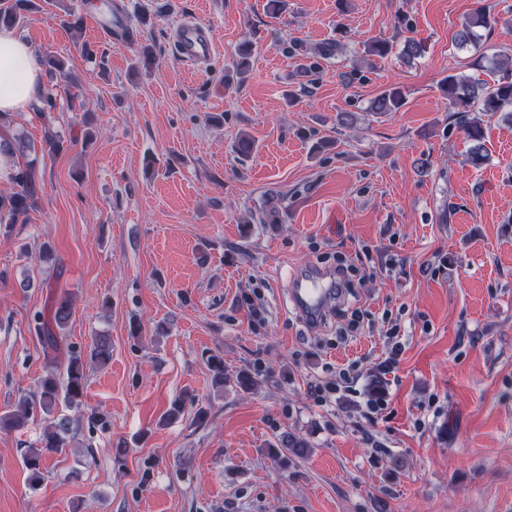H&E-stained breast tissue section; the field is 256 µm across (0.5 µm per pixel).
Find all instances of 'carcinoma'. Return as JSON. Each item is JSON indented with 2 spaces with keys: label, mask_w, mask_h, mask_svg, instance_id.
Here are the masks:
<instances>
[{
  "label": "carcinoma",
  "mask_w": 512,
  "mask_h": 512,
  "mask_svg": "<svg viewBox=\"0 0 512 512\" xmlns=\"http://www.w3.org/2000/svg\"><path fill=\"white\" fill-rule=\"evenodd\" d=\"M41 10V0H8V5L0 8V25L16 27L25 22L32 14ZM497 19L487 13L483 7L477 8L456 32L455 40L461 47L478 45L483 34L482 29H491ZM339 48V41H330L305 53L303 65L306 75L310 76L318 64V59L333 55ZM422 42L409 38L400 51L406 63H411L421 56ZM252 55V43L247 41L241 45L234 74L224 78L230 84L234 77L242 78L249 71ZM40 64L48 73L55 76L65 87L77 86L75 76L65 63L53 56L40 58ZM473 74H450L440 84V90L454 109L456 124L467 140L472 142L468 161L474 165L485 159L483 153L484 127L471 118V112H482L488 117L496 116L504 122L512 123V58L502 61L496 54L481 55L472 64ZM499 74V78L488 82L479 78V73ZM406 104V95L402 87L390 85L378 94L371 102L370 110L378 116H386L399 111ZM57 94L55 90L45 91L36 105L37 116L51 121V112L56 110ZM11 114L0 113V154H13L18 136L5 137L1 132L9 131ZM61 136L50 129L45 130L41 156L52 155L62 148ZM40 156L26 160L9 173L8 179L12 187L8 191H0V225L9 228L18 223L20 218L39 207L35 173ZM72 316L71 303L67 299L53 300L50 305L34 314L35 330L43 342L44 348L57 354L65 342L64 331ZM112 353V344L107 336L94 337L89 350V357L99 363L107 362ZM87 375L86 363L81 352L69 349V356L63 371L52 369L40 378L35 390L22 397L11 410L0 415V428L11 431L25 429L29 421L36 417L49 416L55 408L63 403L69 408L79 409L83 405ZM71 421L68 417L55 418L46 427L40 446L31 448L24 456L23 465L28 471V481L40 483L44 478L47 460L54 455L66 451L69 445ZM310 452L309 443L302 437L284 432L270 445L271 456L283 467L295 465L306 458Z\"/></svg>",
  "instance_id": "1"
}]
</instances>
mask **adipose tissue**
<instances>
[{
    "label": "adipose tissue",
    "mask_w": 512,
    "mask_h": 512,
    "mask_svg": "<svg viewBox=\"0 0 512 512\" xmlns=\"http://www.w3.org/2000/svg\"><path fill=\"white\" fill-rule=\"evenodd\" d=\"M43 91L32 45L10 26H0V112H25Z\"/></svg>",
    "instance_id": "1"
}]
</instances>
